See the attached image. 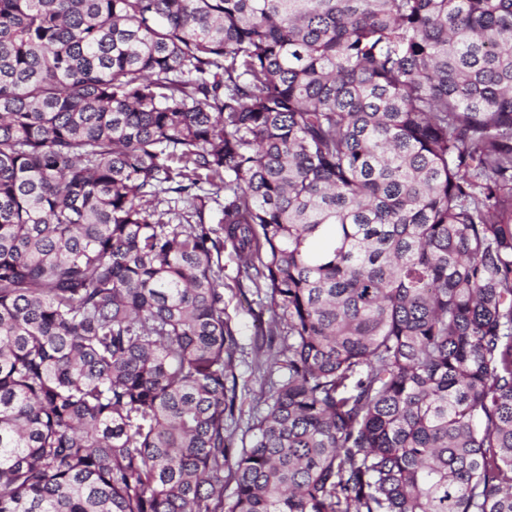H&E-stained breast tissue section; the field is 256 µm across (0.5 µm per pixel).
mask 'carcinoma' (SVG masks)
Wrapping results in <instances>:
<instances>
[{"label":"carcinoma","instance_id":"obj_1","mask_svg":"<svg viewBox=\"0 0 512 512\" xmlns=\"http://www.w3.org/2000/svg\"><path fill=\"white\" fill-rule=\"evenodd\" d=\"M0 512H512V0H0ZM224 317L235 329L240 348L235 357V372L238 377L239 393L245 384L249 391L243 392L241 411L235 412V418L227 420L225 427L231 435L233 448L241 447L248 426L256 408H263L262 400L270 389V375L267 348L259 349L260 336L271 328L272 313L267 307L259 305V299L266 305L263 292L257 295L254 285L246 277L243 261L230 247L224 248ZM251 306V307H250Z\"/></svg>","mask_w":512,"mask_h":512}]
</instances>
